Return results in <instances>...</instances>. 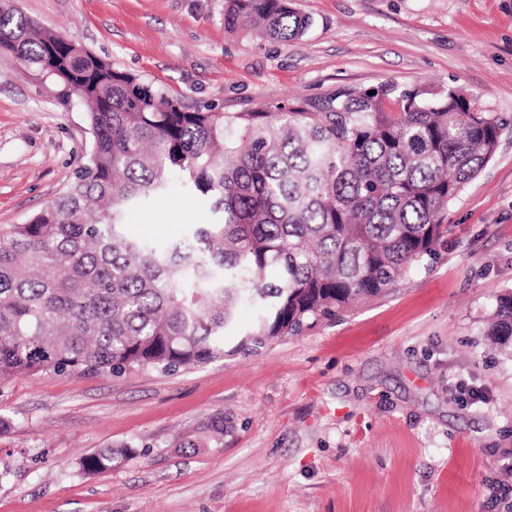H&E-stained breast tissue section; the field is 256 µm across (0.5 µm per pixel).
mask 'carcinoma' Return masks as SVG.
Masks as SVG:
<instances>
[{
	"label": "carcinoma",
	"mask_w": 512,
	"mask_h": 512,
	"mask_svg": "<svg viewBox=\"0 0 512 512\" xmlns=\"http://www.w3.org/2000/svg\"><path fill=\"white\" fill-rule=\"evenodd\" d=\"M292 0H224V28L302 39ZM0 50L53 77L88 115L93 140L69 188L24 224L0 227V385L42 373L120 375L203 366L297 335L378 296L434 256L448 206L493 158L501 120L465 90L389 80L246 112L186 104L76 53L0 2ZM216 219L163 246L128 216L172 181ZM270 267L277 278L266 281ZM253 323L228 347L239 308ZM487 336L512 349V291ZM131 446L80 458L112 470Z\"/></svg>",
	"instance_id": "1"
}]
</instances>
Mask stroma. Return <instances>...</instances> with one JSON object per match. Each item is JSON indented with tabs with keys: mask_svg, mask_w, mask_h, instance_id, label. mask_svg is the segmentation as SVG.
I'll return each mask as SVG.
<instances>
[{
	"mask_svg": "<svg viewBox=\"0 0 512 512\" xmlns=\"http://www.w3.org/2000/svg\"><path fill=\"white\" fill-rule=\"evenodd\" d=\"M17 4L191 105L394 80L462 87L503 129L435 256L385 293L193 369L0 388V512H512V355L484 336L512 291V0H293L313 25L288 44L225 30L224 0ZM91 143L61 86L1 51L0 225L58 197ZM212 220L176 186L129 216L159 246ZM187 434L200 447H181ZM122 445L136 452L111 471H78Z\"/></svg>",
	"mask_w": 512,
	"mask_h": 512,
	"instance_id": "obj_1",
	"label": "stroma"
}]
</instances>
